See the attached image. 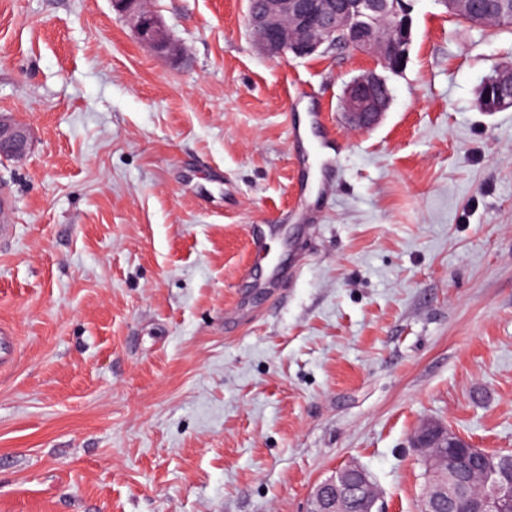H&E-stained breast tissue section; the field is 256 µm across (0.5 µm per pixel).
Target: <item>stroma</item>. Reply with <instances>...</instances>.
<instances>
[{
  "label": "stroma",
  "instance_id": "1",
  "mask_svg": "<svg viewBox=\"0 0 512 512\" xmlns=\"http://www.w3.org/2000/svg\"><path fill=\"white\" fill-rule=\"evenodd\" d=\"M151 7L184 64L111 0H0V113L33 136L0 161V512H307L347 464L418 512L424 421L512 450V108L479 97L512 29L413 0L362 132L376 56L266 58L248 0ZM276 263L279 298L246 286ZM390 101L386 79L371 70L356 77L347 86L343 107L350 124L359 130H366L382 118Z\"/></svg>",
  "mask_w": 512,
  "mask_h": 512
}]
</instances>
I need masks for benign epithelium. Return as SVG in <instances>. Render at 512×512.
Returning <instances> with one entry per match:
<instances>
[{"label": "benign epithelium", "mask_w": 512, "mask_h": 512, "mask_svg": "<svg viewBox=\"0 0 512 512\" xmlns=\"http://www.w3.org/2000/svg\"><path fill=\"white\" fill-rule=\"evenodd\" d=\"M112 7L131 26L139 43L156 56L175 64L183 62L184 48L172 38L163 20L148 6L149 0H111ZM448 15L471 25L494 22L478 11L471 0H438ZM248 27L257 49L270 58L290 53L306 57L323 45L336 41L359 52L383 58L388 53L406 60L411 44L412 20L407 0H258L249 10ZM512 89V66L502 68L487 79L480 97L488 112L512 106V95H495L493 90ZM390 89L384 77L367 71L346 88L344 112L350 124L366 130L388 110ZM31 143L30 128L0 115V156L20 159ZM412 447L426 463V483L422 494L423 512H442L474 486L478 494L470 502L472 512H512V458L495 467L492 453L475 447L450 428L433 421L420 425ZM463 448L471 468L456 471L448 464L447 450ZM367 491L365 512H379L378 496L368 474L350 464L320 482L311 492L307 512H349V491Z\"/></svg>", "instance_id": "1"}]
</instances>
